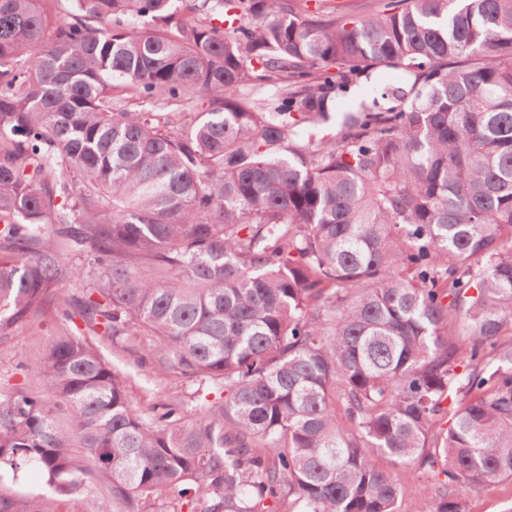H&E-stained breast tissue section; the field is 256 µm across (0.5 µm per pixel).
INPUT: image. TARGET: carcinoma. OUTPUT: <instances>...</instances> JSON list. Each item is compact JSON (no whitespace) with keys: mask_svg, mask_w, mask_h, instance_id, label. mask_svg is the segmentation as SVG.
Here are the masks:
<instances>
[{"mask_svg":"<svg viewBox=\"0 0 512 512\" xmlns=\"http://www.w3.org/2000/svg\"><path fill=\"white\" fill-rule=\"evenodd\" d=\"M40 2L0 0V337L52 297L82 325L45 346L55 403L0 391V468L96 471L98 512H468L512 478V0ZM116 82L210 109L162 127ZM93 336L225 397L139 413ZM369 101L370 90L368 84L364 81L351 85L347 92L338 99L341 111H348L358 107L362 102L369 103Z\"/></svg>","mask_w":512,"mask_h":512,"instance_id":"obj_1","label":"carcinoma"}]
</instances>
